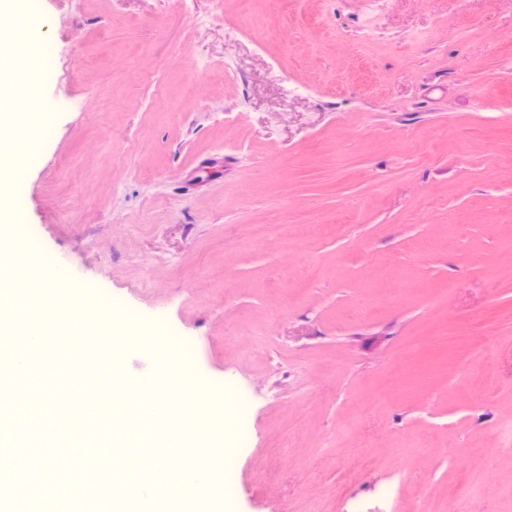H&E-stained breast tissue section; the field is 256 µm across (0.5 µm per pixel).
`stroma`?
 I'll return each mask as SVG.
<instances>
[{
    "label": "stroma",
    "instance_id": "stroma-1",
    "mask_svg": "<svg viewBox=\"0 0 512 512\" xmlns=\"http://www.w3.org/2000/svg\"><path fill=\"white\" fill-rule=\"evenodd\" d=\"M0 36L57 58L6 229L246 400L232 512H512V0H41Z\"/></svg>",
    "mask_w": 512,
    "mask_h": 512
}]
</instances>
